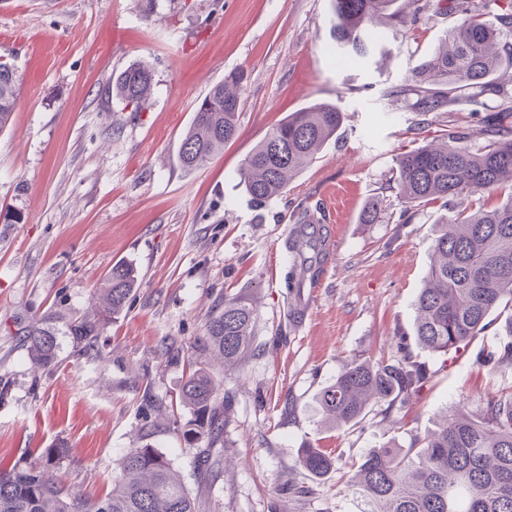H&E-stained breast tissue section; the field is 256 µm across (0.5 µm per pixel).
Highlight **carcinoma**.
Returning a JSON list of instances; mask_svg holds the SVG:
<instances>
[{
    "mask_svg": "<svg viewBox=\"0 0 512 512\" xmlns=\"http://www.w3.org/2000/svg\"><path fill=\"white\" fill-rule=\"evenodd\" d=\"M332 0L336 23L330 52L350 51L356 62L369 53L367 30L415 22L423 0ZM486 4L464 8L466 17L428 58L416 65L409 83L391 91L396 98L415 97L420 112H447L456 102H478L496 90L491 77L512 43V13L486 18ZM16 70L0 62V132L7 127L18 98ZM244 75L231 72L214 84L197 108L178 152L180 166L194 170L238 131ZM151 70L132 65L113 81V91L125 106L138 111L149 102ZM512 111L493 112L482 135L487 144L476 147L470 136L450 126L430 143L401 154L396 181L408 223L414 208L456 200L453 215L441 225L433 244L432 261L416 300L414 334L425 350L446 355L486 332L490 315L512 307V196L487 209L475 196L512 184ZM342 112L328 101H316L287 115L266 133L243 159L240 179L250 201L261 206L287 193L290 181L310 165L336 136ZM300 227L289 242L292 269L303 281L314 274L313 259L325 240L307 234V213L298 215ZM136 281L134 270L117 263L100 294L97 319L71 325L69 335L92 343L109 319L125 306ZM255 310L241 296L224 299L211 312L197 348L226 365L241 361L253 348ZM27 352L37 367L56 362L55 334L43 327L24 331ZM478 363L512 364V342ZM429 377L413 360L407 338L394 339V353L385 358L357 359L346 365L318 394L326 419L354 427L387 404L392 408L414 394ZM181 403L193 415L187 433L206 441L196 463L203 473L220 465L216 447L224 445V402L218 400L210 370H193L181 391ZM65 455L64 445L48 448L41 461L3 464L0 460V512H200L197 497L180 480L168 460L152 445L130 449L120 460V476L103 499L75 492L51 471ZM298 464L317 476L334 471L335 459L319 448L302 450ZM341 490L363 498L364 512H512V387L479 403L476 410L445 422L408 448L372 449L350 462Z\"/></svg>",
    "mask_w": 512,
    "mask_h": 512,
    "instance_id": "carcinoma-1",
    "label": "carcinoma"
}]
</instances>
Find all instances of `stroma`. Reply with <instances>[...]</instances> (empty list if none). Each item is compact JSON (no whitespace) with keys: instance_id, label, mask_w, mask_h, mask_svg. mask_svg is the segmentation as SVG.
Segmentation results:
<instances>
[{"instance_id":"stroma-1","label":"stroma","mask_w":512,"mask_h":512,"mask_svg":"<svg viewBox=\"0 0 512 512\" xmlns=\"http://www.w3.org/2000/svg\"><path fill=\"white\" fill-rule=\"evenodd\" d=\"M463 13L428 7L415 25L388 32L358 63L326 54L330 0H0V59L18 69L20 95L0 132V459L33 460L65 445L59 475L105 496L129 449L152 444L202 512H363L336 482L373 448H406L447 415L512 385V366L480 365V350L506 343L512 310L452 359L413 347L432 377L403 404L373 410L358 426L326 421L317 396L355 359L392 353L412 334L446 207L418 208L401 223L391 187L401 153L455 124L482 144L487 114L512 98L488 94L448 112H418L391 98ZM141 63L153 74L149 104L135 112L112 96L115 75ZM244 72L234 139L206 166L184 171L181 139L212 85ZM316 100L343 114L315 162L266 207L252 206L242 160L288 113ZM380 211L373 224L361 210ZM321 214L333 245L304 288L287 287L285 243L302 210ZM134 267L123 310L93 349L69 334L96 319L94 295L112 265ZM248 296L256 350L239 365L209 360L225 417L224 463L202 480L181 387L201 358L194 343L211 309ZM309 301L295 321L297 298ZM52 330L57 362L34 367L23 332ZM337 456L317 479L302 449ZM309 496H302V489Z\"/></svg>"}]
</instances>
